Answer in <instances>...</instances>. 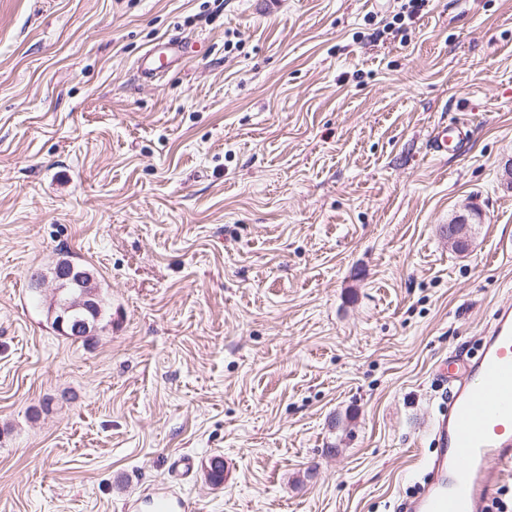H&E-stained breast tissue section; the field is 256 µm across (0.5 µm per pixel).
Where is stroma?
Returning <instances> with one entry per match:
<instances>
[{
	"mask_svg": "<svg viewBox=\"0 0 512 512\" xmlns=\"http://www.w3.org/2000/svg\"><path fill=\"white\" fill-rule=\"evenodd\" d=\"M399 8L0 0V512L413 492L435 366L512 305V0ZM175 34L199 53L143 81ZM459 117L466 151L431 156ZM64 258L105 305L87 342L48 314ZM470 223L465 218H460L448 224V243L458 251H464L469 246Z\"/></svg>",
	"mask_w": 512,
	"mask_h": 512,
	"instance_id": "stroma-1",
	"label": "stroma"
}]
</instances>
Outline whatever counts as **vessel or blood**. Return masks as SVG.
I'll return each mask as SVG.
<instances>
[{"label":"vessel or blood","mask_w":512,"mask_h":512,"mask_svg":"<svg viewBox=\"0 0 512 512\" xmlns=\"http://www.w3.org/2000/svg\"><path fill=\"white\" fill-rule=\"evenodd\" d=\"M162 56L145 55L137 72L152 80L186 53L185 43L167 40ZM469 124L457 121L434 130L432 156L462 151ZM477 357H451L436 377L448 394L436 422L435 456L423 469L425 483L406 512H482L500 480L501 467L512 468V306L498 307ZM498 470H489L488 460Z\"/></svg>","instance_id":"1"}]
</instances>
